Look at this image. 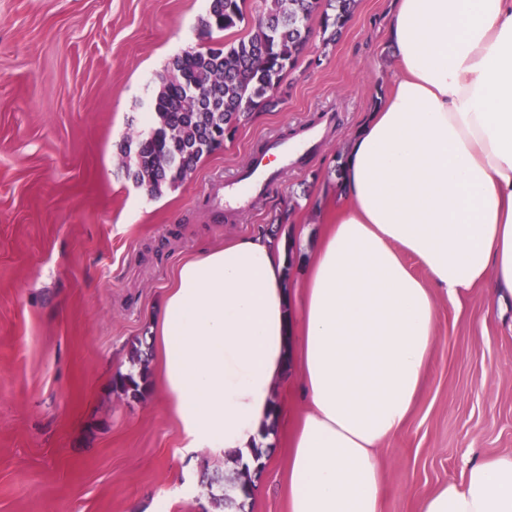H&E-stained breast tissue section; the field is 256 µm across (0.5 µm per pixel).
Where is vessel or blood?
I'll list each match as a JSON object with an SVG mask.
<instances>
[{
    "instance_id": "vessel-or-blood-1",
    "label": "vessel or blood",
    "mask_w": 512,
    "mask_h": 512,
    "mask_svg": "<svg viewBox=\"0 0 512 512\" xmlns=\"http://www.w3.org/2000/svg\"><path fill=\"white\" fill-rule=\"evenodd\" d=\"M299 158L300 149L293 143L279 140L269 142L265 152L254 158L233 187L225 189V205L239 203L241 198L261 191L280 168L295 164Z\"/></svg>"
}]
</instances>
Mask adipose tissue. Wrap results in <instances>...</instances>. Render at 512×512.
Returning a JSON list of instances; mask_svg holds the SVG:
<instances>
[{
  "label": "adipose tissue",
  "mask_w": 512,
  "mask_h": 512,
  "mask_svg": "<svg viewBox=\"0 0 512 512\" xmlns=\"http://www.w3.org/2000/svg\"><path fill=\"white\" fill-rule=\"evenodd\" d=\"M386 38L396 71L349 138L297 299L283 242L259 231L181 261L150 316L188 448L273 443L296 359L290 512H380L374 450L419 394L438 297L512 301V0H388ZM419 512H512V454L468 463Z\"/></svg>",
  "instance_id": "ef3b65f1"
}]
</instances>
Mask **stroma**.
Segmentation results:
<instances>
[{"mask_svg":"<svg viewBox=\"0 0 512 512\" xmlns=\"http://www.w3.org/2000/svg\"><path fill=\"white\" fill-rule=\"evenodd\" d=\"M209 0H0V512H224L207 481L233 466L185 447L155 379L149 311L193 253L255 233L336 156L381 101L395 57L386 0H359L334 45L319 15L277 91L178 187L151 195L121 148L172 59L206 46ZM323 142L249 208L220 209L266 142ZM223 219H216V210ZM438 337L404 429L377 451L381 512L461 480L463 454H512V310L489 287L437 300ZM146 360V390L114 378ZM277 440L244 512H289L290 437L306 407L296 369L277 383Z\"/></svg>","mask_w":512,"mask_h":512,"instance_id":"obj_1","label":"stroma"}]
</instances>
